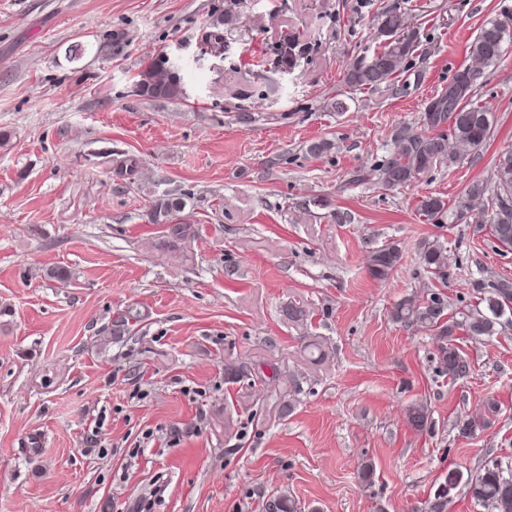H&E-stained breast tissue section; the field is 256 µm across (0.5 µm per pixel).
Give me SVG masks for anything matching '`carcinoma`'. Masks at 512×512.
I'll return each instance as SVG.
<instances>
[{
    "label": "carcinoma",
    "mask_w": 512,
    "mask_h": 512,
    "mask_svg": "<svg viewBox=\"0 0 512 512\" xmlns=\"http://www.w3.org/2000/svg\"><path fill=\"white\" fill-rule=\"evenodd\" d=\"M502 27L501 17L485 22L467 50L473 66L463 70L448 88L427 103L423 113V125L430 129L419 134L409 127L402 128L393 139L391 155L375 170L376 184L394 189L409 185L419 175L440 164L453 165L469 152L484 148L494 136V117L474 103L475 76L481 70L497 65L504 54V45L512 35L506 33L497 41L495 36ZM406 22L398 11L386 13L380 24L379 34L386 42L367 60L351 66L344 82L354 90H377L391 84L404 72V62L418 47V37L405 32ZM168 61L160 58L151 63L141 74L136 92L149 98L169 100L184 95L183 78L167 72ZM447 203L437 196L421 200L419 209L427 217L441 214ZM185 208L179 198H162L154 206L153 221L176 215ZM457 217L468 223L488 224L492 236L501 247L512 249V148L499 152L488 178L476 180L465 189V197L458 200ZM166 240L162 245L176 249L179 243L195 233L193 225L175 219L165 228ZM421 262L426 270L437 276L447 265V254L437 241L424 244ZM399 261V252L385 245L369 257L370 275L387 280ZM481 303L484 308L464 314L459 327L474 340L499 333L502 318L512 314V283L503 281L484 292ZM446 305L441 294L424 286L422 296H409L397 303L392 310L394 321L415 326L444 341L439 346V361L443 372L456 377L466 371V362L456 344L445 343L453 334V324L445 318ZM408 421L416 429L423 428L428 419V407L417 403L407 410ZM458 486L454 473L429 502L427 512H445L448 495ZM466 493L471 501L486 512H512V476L495 464L485 467L467 478Z\"/></svg>",
    "instance_id": "1"
}]
</instances>
